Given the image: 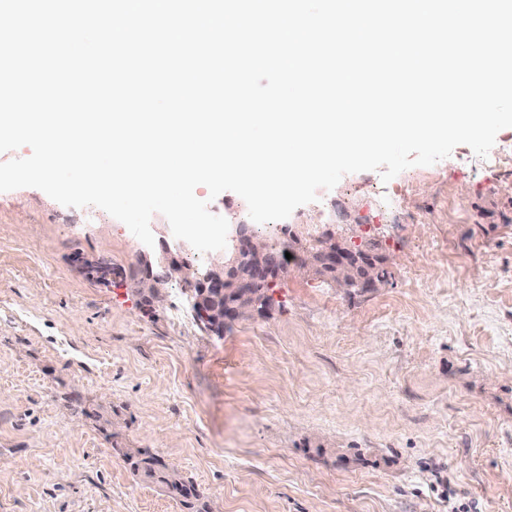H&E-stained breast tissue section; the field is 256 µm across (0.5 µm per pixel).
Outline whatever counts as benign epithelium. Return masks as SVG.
<instances>
[{"instance_id":"1","label":"benign epithelium","mask_w":512,"mask_h":512,"mask_svg":"<svg viewBox=\"0 0 512 512\" xmlns=\"http://www.w3.org/2000/svg\"><path fill=\"white\" fill-rule=\"evenodd\" d=\"M233 252L211 264L205 277L184 261L189 246L183 241L159 240L158 245L141 248L129 276L141 308L153 311L167 302L166 285L178 281L185 300L200 328L208 335L224 337V328L233 322L268 312L269 303H261V285L272 284L283 276L279 257L273 255L266 241L259 239L247 224L234 228ZM303 268H318L339 288L362 292L377 288L383 278L378 274L386 261L373 252L363 258L349 246L324 235L317 251L305 253Z\"/></svg>"}]
</instances>
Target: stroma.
Returning a JSON list of instances; mask_svg holds the SVG:
<instances>
[{
    "instance_id": "35a3bbf8",
    "label": "stroma",
    "mask_w": 512,
    "mask_h": 512,
    "mask_svg": "<svg viewBox=\"0 0 512 512\" xmlns=\"http://www.w3.org/2000/svg\"><path fill=\"white\" fill-rule=\"evenodd\" d=\"M465 145L342 177L273 241L389 259L372 292L289 268L223 338L140 309L142 243L104 210L0 192V512H179L113 447L224 512H512V165ZM109 257L118 276L90 277ZM123 449L125 450L123 452L117 448L112 450L123 458L134 475H145L166 487L178 501L182 512H208L211 501L209 497L195 485L188 484L192 488V498H185L182 489L187 483L162 457L150 453L147 449H138L135 453L131 452L130 448Z\"/></svg>"
}]
</instances>
